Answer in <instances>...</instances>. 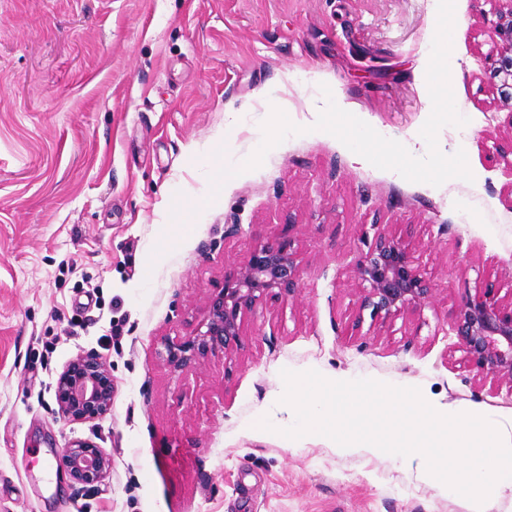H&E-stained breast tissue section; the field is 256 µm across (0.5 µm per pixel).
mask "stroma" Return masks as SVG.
I'll return each mask as SVG.
<instances>
[{
	"instance_id": "1",
	"label": "stroma",
	"mask_w": 512,
	"mask_h": 512,
	"mask_svg": "<svg viewBox=\"0 0 512 512\" xmlns=\"http://www.w3.org/2000/svg\"><path fill=\"white\" fill-rule=\"evenodd\" d=\"M489 7L456 0L449 65L467 123L438 134L474 179L435 187L353 163L306 104L329 85L412 146L432 110L437 0H0V512H469L399 456L279 435L295 419L280 372L416 387L512 420V391L479 379L450 330L479 282L512 295V173L490 158L507 113L482 78ZM282 98L307 134L210 199L207 157L240 164ZM228 224L241 234L225 238ZM379 224L407 233L436 298L356 329L348 269ZM287 231L299 295L247 317L238 350L168 367L162 338L194 333L225 264ZM87 352L112 372V410L69 421L56 379ZM79 438L105 449L107 478L48 479L47 450Z\"/></svg>"
}]
</instances>
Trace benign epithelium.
I'll return each instance as SVG.
<instances>
[{"instance_id":"obj_1","label":"benign epithelium","mask_w":512,"mask_h":512,"mask_svg":"<svg viewBox=\"0 0 512 512\" xmlns=\"http://www.w3.org/2000/svg\"><path fill=\"white\" fill-rule=\"evenodd\" d=\"M498 2L493 17L486 19L496 50L484 57L482 69L497 105L512 110V0ZM492 157L512 173V131L494 138ZM348 274L355 285L356 327L366 310L382 325L405 313H419L435 300L436 289L423 275L410 244L384 228L358 254ZM300 286V260L290 233L254 245L242 260L224 268V284L207 295L205 316L194 334L162 340L163 360L185 369L209 354L233 352L247 315L269 300L297 295ZM451 331L479 378L512 391V300L500 297L491 282L480 285L455 311ZM112 393V373L93 352L70 360L55 384L58 410L71 421L105 417L112 409ZM63 460L80 488L104 481L111 469L110 457L90 440L72 441Z\"/></svg>"}]
</instances>
